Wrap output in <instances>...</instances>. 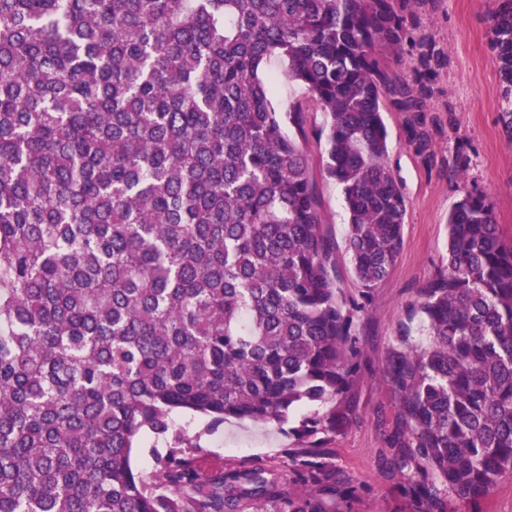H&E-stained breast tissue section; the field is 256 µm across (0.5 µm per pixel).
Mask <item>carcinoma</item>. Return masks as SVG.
Segmentation results:
<instances>
[{"mask_svg":"<svg viewBox=\"0 0 512 512\" xmlns=\"http://www.w3.org/2000/svg\"><path fill=\"white\" fill-rule=\"evenodd\" d=\"M419 0H0V512H327L265 508L281 473L203 476L202 433L288 426L285 467L326 495L319 434L352 424L354 320L309 163L273 89L327 117L325 171L365 291L403 242L385 101L430 89L378 53ZM491 47L512 96V0ZM282 70H272V62ZM380 372L398 406L392 470L423 512L512 473V246L481 194L448 216V264ZM205 420L177 429L178 413ZM151 440L150 475L132 466Z\"/></svg>","mask_w":512,"mask_h":512,"instance_id":"1","label":"carcinoma"}]
</instances>
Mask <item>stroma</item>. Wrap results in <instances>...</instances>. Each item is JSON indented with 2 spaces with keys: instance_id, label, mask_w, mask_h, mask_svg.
<instances>
[{
  "instance_id": "35a3bbf8",
  "label": "stroma",
  "mask_w": 512,
  "mask_h": 512,
  "mask_svg": "<svg viewBox=\"0 0 512 512\" xmlns=\"http://www.w3.org/2000/svg\"><path fill=\"white\" fill-rule=\"evenodd\" d=\"M503 0H424L408 15L409 37L380 60L392 77L412 80L422 50L432 53L433 79L424 120L427 150L412 141L407 113L385 105L387 163L406 199L403 244L389 275L373 289L370 303L355 322L363 370L356 385L358 414L350 429L323 444L329 474L339 495L331 512H417L402 493L399 474L385 467L394 450L388 438L396 421V398L379 368L396 343V331L417 291L448 262L447 221L466 194L484 195L499 232L512 244V100L502 95L491 48V18ZM278 108L298 115L290 134H301L323 229L335 248L341 286L361 298L346 250L348 216L341 186L326 176V117L304 88L280 81ZM177 427L202 432V419L177 417ZM203 434V432H202ZM198 456L202 474L243 468H277L294 440L274 426L231 421L203 434Z\"/></svg>"
}]
</instances>
